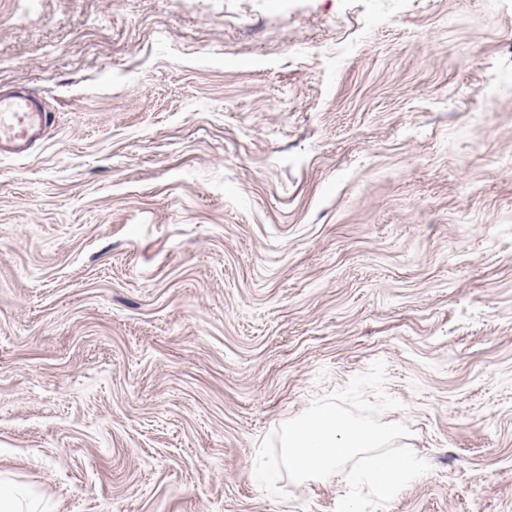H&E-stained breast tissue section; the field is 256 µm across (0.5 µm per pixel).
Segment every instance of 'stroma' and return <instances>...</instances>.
<instances>
[{"label":"stroma","mask_w":512,"mask_h":512,"mask_svg":"<svg viewBox=\"0 0 512 512\" xmlns=\"http://www.w3.org/2000/svg\"><path fill=\"white\" fill-rule=\"evenodd\" d=\"M0 482L44 512H335L262 439L376 361L429 462L380 512H512V0H0ZM49 115L42 100L17 88L0 92V153L22 155L42 138Z\"/></svg>","instance_id":"stroma-1"}]
</instances>
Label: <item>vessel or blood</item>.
<instances>
[{
	"label": "vessel or blood",
	"mask_w": 512,
	"mask_h": 512,
	"mask_svg": "<svg viewBox=\"0 0 512 512\" xmlns=\"http://www.w3.org/2000/svg\"><path fill=\"white\" fill-rule=\"evenodd\" d=\"M49 115L42 100L17 88L0 92V153L20 155L42 138Z\"/></svg>",
	"instance_id": "obj_1"
}]
</instances>
